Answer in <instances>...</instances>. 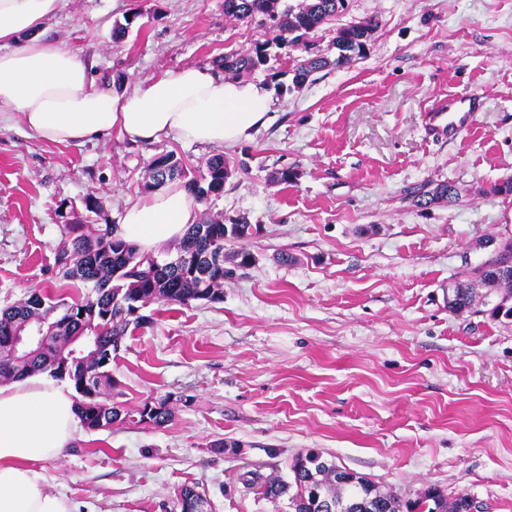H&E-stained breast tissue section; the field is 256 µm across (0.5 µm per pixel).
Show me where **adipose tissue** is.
<instances>
[{"mask_svg": "<svg viewBox=\"0 0 512 512\" xmlns=\"http://www.w3.org/2000/svg\"><path fill=\"white\" fill-rule=\"evenodd\" d=\"M64 0H0V108L20 114L41 139L96 143L119 133L132 143L168 135L213 146L250 139L271 119L266 86L189 65L117 92L75 52L46 38L44 23ZM198 206L171 182L133 202L121 236L140 251L181 239ZM79 428L69 390L30 378L0 384V512H73L46 489L39 463L63 458Z\"/></svg>", "mask_w": 512, "mask_h": 512, "instance_id": "obj_1", "label": "adipose tissue"}]
</instances>
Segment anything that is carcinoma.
Wrapping results in <instances>:
<instances>
[{
    "label": "carcinoma",
    "mask_w": 512,
    "mask_h": 512,
    "mask_svg": "<svg viewBox=\"0 0 512 512\" xmlns=\"http://www.w3.org/2000/svg\"><path fill=\"white\" fill-rule=\"evenodd\" d=\"M281 0H224V16L242 23L257 22L269 38L250 47L224 53L216 68L224 75L240 78L265 73L274 81L290 72L293 83L301 86L316 73L340 68L353 58L366 56L376 21L366 20L336 29L333 45L337 56L331 60L316 51L310 35L347 8V0H300L295 6L279 8ZM293 46L304 55L291 60L284 72L270 66L272 46ZM235 168L222 154L211 156L205 165L187 170L172 152L156 155L146 166L143 187L156 190L179 180L198 202L218 198ZM417 206L450 202L458 197L455 185L426 183L408 193ZM63 241L57 250V278L65 283L79 282L90 288L83 297L70 300L37 291L26 300L0 311V381L21 380L46 373L67 380L77 394L76 409L89 431L101 424L113 425L134 415L145 420L143 408L132 412L112 401V353L119 350L129 327L147 323L141 311L153 304L188 306L193 302L222 301L224 280L233 270L224 268V244L241 242L253 235V224L246 213L226 217L206 215L188 227L177 253L189 257L182 266L159 265L150 254L123 240L117 224H64ZM448 310L456 313H483L499 323L512 324V243L503 245L496 264L486 260L450 289ZM24 326L44 327L39 348L23 357L11 353L15 333ZM76 336H95L100 350L86 355L77 364L67 361L65 348ZM292 481L264 480L258 474L247 480L248 488L266 499L288 496L291 512H322V502L311 494L320 487L325 496L338 504L359 500L366 507L344 512H473V499L467 494L447 496L428 487L415 498L401 500L365 477L354 473L344 483L336 477V465L318 468L296 457L290 466Z\"/></svg>",
    "instance_id": "obj_1"
}]
</instances>
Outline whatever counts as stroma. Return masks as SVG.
Returning <instances> with one entry per match:
<instances>
[{
  "label": "stroma",
  "instance_id": "stroma-1",
  "mask_svg": "<svg viewBox=\"0 0 512 512\" xmlns=\"http://www.w3.org/2000/svg\"><path fill=\"white\" fill-rule=\"evenodd\" d=\"M348 3L314 42L335 57L338 27L375 18L366 56L300 88L267 83L276 117L249 140L60 145L18 113L0 120L1 309L55 285L61 225L120 223L161 152L190 167L226 155L236 170L199 210L258 226L225 247L256 261L225 280L221 302L153 306L112 356L115 402L163 401L170 420L80 430L65 458L41 464L76 512H172L186 484L205 512H289L243 477L290 479L307 451L404 499L435 485L512 512V324L451 313L447 296L486 258L475 239L512 240V195L489 192L512 177V0ZM47 28L120 92L266 38L226 18L224 0H66ZM475 93L469 132L429 137L430 105ZM285 166L294 182H273ZM443 182L456 202L405 197Z\"/></svg>",
  "mask_w": 512,
  "mask_h": 512
}]
</instances>
